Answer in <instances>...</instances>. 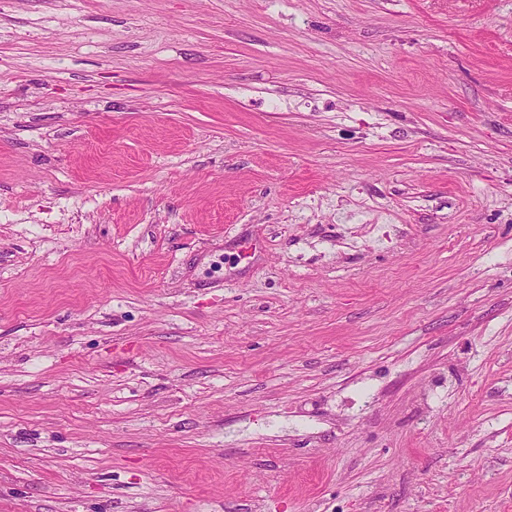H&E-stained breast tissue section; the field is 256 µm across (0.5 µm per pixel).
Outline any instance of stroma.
<instances>
[{
    "label": "stroma",
    "instance_id": "stroma-1",
    "mask_svg": "<svg viewBox=\"0 0 512 512\" xmlns=\"http://www.w3.org/2000/svg\"><path fill=\"white\" fill-rule=\"evenodd\" d=\"M0 512H512V0H0Z\"/></svg>",
    "mask_w": 512,
    "mask_h": 512
}]
</instances>
